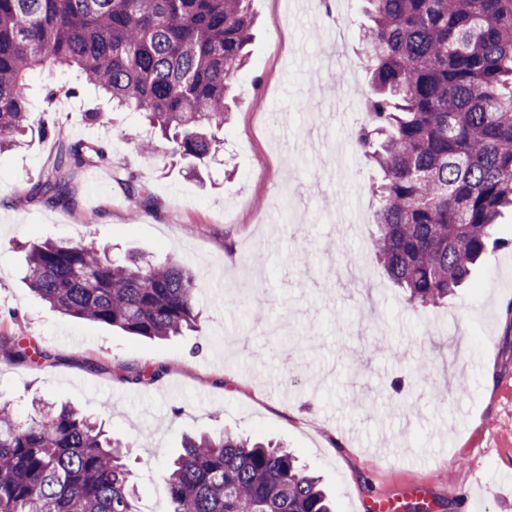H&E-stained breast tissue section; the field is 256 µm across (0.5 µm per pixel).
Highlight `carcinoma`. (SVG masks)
I'll list each match as a JSON object with an SVG mask.
<instances>
[{
	"instance_id": "obj_1",
	"label": "carcinoma",
	"mask_w": 512,
	"mask_h": 512,
	"mask_svg": "<svg viewBox=\"0 0 512 512\" xmlns=\"http://www.w3.org/2000/svg\"><path fill=\"white\" fill-rule=\"evenodd\" d=\"M250 0H0V151L17 144L35 108L28 75L77 89L75 66L112 105L142 115L171 154L203 162L220 148L226 97L247 60ZM360 59L371 88L355 133L377 179L372 245L387 275L424 309L504 246L512 208V0H364ZM108 166L140 204L138 174L94 143H60L30 183V202L75 204L74 174ZM26 281L52 309L150 339L197 326L198 277L173 259L110 262L83 243L46 241ZM0 356L30 347L0 336ZM27 424L0 400V512H138L123 450L72 406H33ZM171 512H333L317 477L286 448L222 431L186 436L169 465Z\"/></svg>"
}]
</instances>
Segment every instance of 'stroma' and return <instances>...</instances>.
Masks as SVG:
<instances>
[{"label":"stroma","mask_w":512,"mask_h":512,"mask_svg":"<svg viewBox=\"0 0 512 512\" xmlns=\"http://www.w3.org/2000/svg\"><path fill=\"white\" fill-rule=\"evenodd\" d=\"M361 6L351 0L347 40L329 46L315 0H252L224 149L200 177L165 149L142 154L139 114L89 85L50 121L32 112L26 144L0 154V194L16 200L0 212V334L39 353L0 361V398L23 422L31 400L74 405L131 446L139 512H171L164 471L182 435L222 429L283 443L337 512H512V214L495 228L504 247L438 308L387 278L371 223L356 221L374 172L346 131L363 114L329 105L346 84L368 90L342 67L359 51ZM92 109L109 124L88 121ZM62 138L102 143L156 207L96 167L75 176V205L27 201ZM47 239L183 263L200 282L198 329L157 341L53 311L24 279L26 246Z\"/></svg>","instance_id":"stroma-1"}]
</instances>
